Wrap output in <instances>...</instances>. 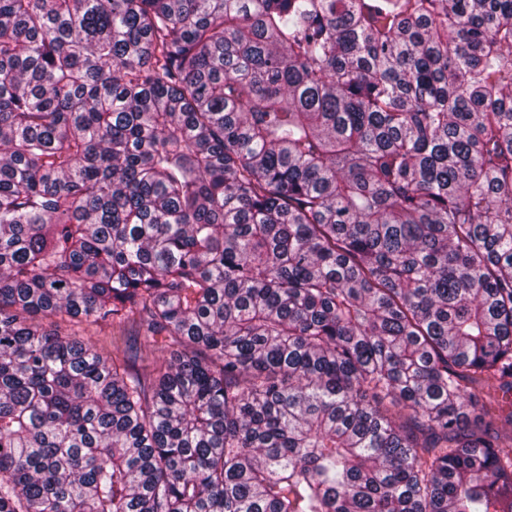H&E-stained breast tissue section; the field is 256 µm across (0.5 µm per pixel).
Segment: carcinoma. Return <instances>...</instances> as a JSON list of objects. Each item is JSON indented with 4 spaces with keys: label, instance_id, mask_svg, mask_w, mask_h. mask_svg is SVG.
Listing matches in <instances>:
<instances>
[{
    "label": "carcinoma",
    "instance_id": "carcinoma-1",
    "mask_svg": "<svg viewBox=\"0 0 512 512\" xmlns=\"http://www.w3.org/2000/svg\"><path fill=\"white\" fill-rule=\"evenodd\" d=\"M0 512H512V0H0Z\"/></svg>",
    "mask_w": 512,
    "mask_h": 512
}]
</instances>
